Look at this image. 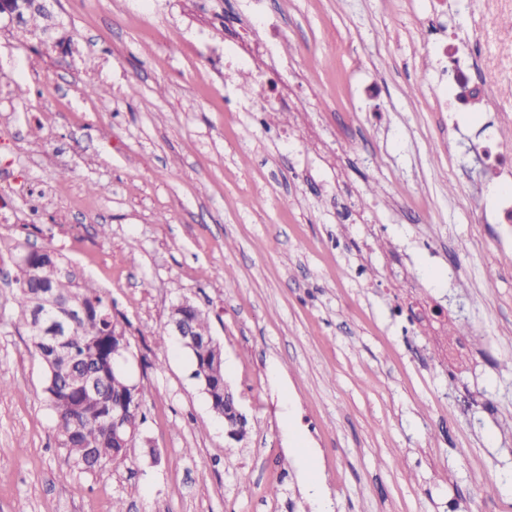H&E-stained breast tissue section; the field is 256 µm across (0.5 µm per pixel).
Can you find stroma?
<instances>
[{
  "label": "stroma",
  "mask_w": 512,
  "mask_h": 512,
  "mask_svg": "<svg viewBox=\"0 0 512 512\" xmlns=\"http://www.w3.org/2000/svg\"><path fill=\"white\" fill-rule=\"evenodd\" d=\"M53 11L51 43L0 28V512H512V174L480 149L512 147V0ZM440 44L492 103L442 105ZM33 246L126 321L151 391L123 461L57 444ZM184 298L253 426L230 457L167 333Z\"/></svg>",
  "instance_id": "obj_1"
}]
</instances>
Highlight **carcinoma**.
Wrapping results in <instances>:
<instances>
[{
    "mask_svg": "<svg viewBox=\"0 0 512 512\" xmlns=\"http://www.w3.org/2000/svg\"><path fill=\"white\" fill-rule=\"evenodd\" d=\"M19 271L16 302L20 325L30 326L36 302L47 291L62 299L72 298L84 308L66 336L65 347L72 357H59L57 350L39 336L31 335L29 339L45 368L43 396L56 417L58 444L66 449L72 466L95 470L125 453V449L112 446V410L123 408L130 426L144 422L142 407L149 387L137 384L138 401L131 404L129 381L113 363L117 340L112 330L123 327V323L112 311V303L90 286L76 285L62 275L59 258L48 248ZM187 325L193 335L208 340L196 352L195 375H206L209 403L224 413V428L232 440L225 452L231 454L235 444L248 437L250 422L236 413V398L224 375L223 350L211 338L207 313L193 307L187 313Z\"/></svg>",
    "mask_w": 512,
    "mask_h": 512,
    "instance_id": "cac0c4a2",
    "label": "carcinoma"
}]
</instances>
